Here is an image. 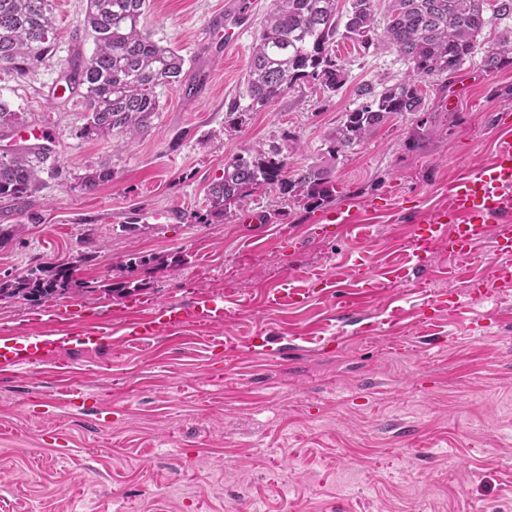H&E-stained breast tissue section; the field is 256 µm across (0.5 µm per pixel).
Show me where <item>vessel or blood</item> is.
Segmentation results:
<instances>
[{
    "instance_id": "obj_1",
    "label": "vessel or blood",
    "mask_w": 512,
    "mask_h": 512,
    "mask_svg": "<svg viewBox=\"0 0 512 512\" xmlns=\"http://www.w3.org/2000/svg\"><path fill=\"white\" fill-rule=\"evenodd\" d=\"M10 144L31 147H52L53 137L43 126H20L9 137ZM447 240L453 254L469 252L476 244L492 242L503 262L491 270L496 281L512 280V139L500 140L491 164L456 182L448 190V207L434 214L417 227L415 253L428 252L431 245ZM223 306L208 301L190 307H162L156 318L140 320L127 327L124 337L140 342L155 336L161 327H178L188 320L220 321ZM64 344L63 339L26 338L21 346H0V364L23 368L28 363L47 358Z\"/></svg>"
}]
</instances>
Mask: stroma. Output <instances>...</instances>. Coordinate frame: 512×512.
<instances>
[{"label":"stroma","instance_id":"35a3bbf8","mask_svg":"<svg viewBox=\"0 0 512 512\" xmlns=\"http://www.w3.org/2000/svg\"><path fill=\"white\" fill-rule=\"evenodd\" d=\"M272 4L251 0L228 48L210 26L238 0H150L147 29L183 56L197 93L159 89L158 112L121 144L81 137L84 104L53 94L60 64L93 50L74 36L86 0H54L50 63L0 70V99L55 140L32 203L0 202V228L20 229L0 239V274L94 256L78 273L90 292L0 300V341L103 332L0 368V512H512V287L470 299L468 282L498 259L491 243L473 256L439 245L421 262L411 246L449 186L512 134V69L474 59L452 85L423 78L437 130L421 151L405 147L412 116L396 115L334 161L324 143L356 85L409 71L395 51L348 40L338 94L293 88L231 134L225 109ZM287 132L292 170L333 166L335 201L311 211L272 187L211 217L225 162ZM103 167L111 181L82 190ZM133 219L141 230L126 231ZM135 254L150 262L129 274L134 292L105 294ZM290 285L309 301L274 304ZM203 297L223 303V322L123 341L127 319Z\"/></svg>","mask_w":512,"mask_h":512}]
</instances>
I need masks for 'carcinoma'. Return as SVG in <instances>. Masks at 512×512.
Listing matches in <instances>:
<instances>
[{
  "label": "carcinoma",
  "mask_w": 512,
  "mask_h": 512,
  "mask_svg": "<svg viewBox=\"0 0 512 512\" xmlns=\"http://www.w3.org/2000/svg\"><path fill=\"white\" fill-rule=\"evenodd\" d=\"M274 0L250 49L246 91L229 103L227 127L237 130L243 116L259 112L288 90L312 82L336 94L347 82L343 64L332 46L351 40L368 53L386 46L409 64L408 74L377 89L366 83L355 89L356 104L325 142L334 160L361 145L391 116L410 114L415 126L406 147L415 150L433 124L425 106L420 79L458 73L480 45L483 31L496 36L484 50L490 72L512 68V0H389L388 18L378 31L374 0ZM148 0H87L80 38H90L89 57L77 53L60 71L68 97L85 104L87 123L82 136L130 137L159 110L156 89L181 83L184 58L154 40L144 25ZM55 40L53 0H0V69L18 77L52 60ZM23 123L21 113L0 101V135ZM45 156L30 148L0 160V202L25 205L42 187ZM112 180V171L86 173L81 185L95 191ZM296 197L312 210L336 196L330 168H308L288 174V155L276 147L256 156L237 155L224 163V175L210 189L213 215H223L240 201L267 186ZM92 257L79 255L56 265L37 264L26 275L0 280V298H21L40 306L71 290L76 273Z\"/></svg>",
  "instance_id": "cac0c4a2"
}]
</instances>
